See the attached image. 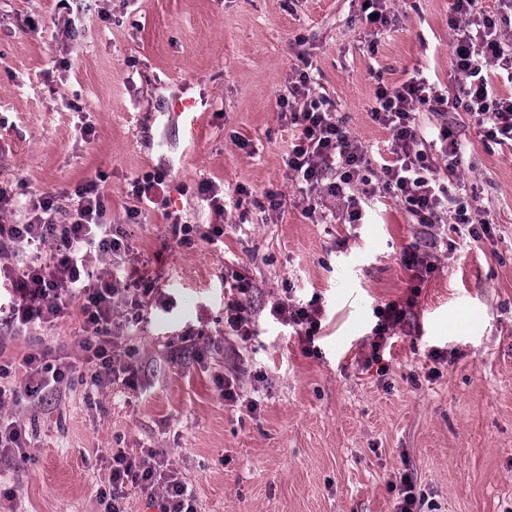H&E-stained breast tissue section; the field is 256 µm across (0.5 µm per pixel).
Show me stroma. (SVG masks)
I'll return each mask as SVG.
<instances>
[{
  "label": "stroma",
  "instance_id": "1",
  "mask_svg": "<svg viewBox=\"0 0 512 512\" xmlns=\"http://www.w3.org/2000/svg\"><path fill=\"white\" fill-rule=\"evenodd\" d=\"M362 0H0V188L22 198L99 178L107 221L124 225L134 258L157 275L168 309H144L118 333L139 387L90 394L73 380L38 409L19 407L28 463L0 470V512H102L111 449L165 452L197 512H395L391 484L412 472L432 512H512V149L463 124L460 178L490 213V236L459 248L447 223L416 224L396 199L367 224H321L303 212L284 164L292 130L279 94L309 60L321 92L368 150L388 156L390 132L370 116L377 83L414 69L455 87L449 0H396V20L371 32ZM41 28L32 31L30 20ZM196 98L190 141L172 113ZM164 171L184 222L211 223L202 180L252 193L221 242L172 240L161 214L129 224L132 180ZM284 194L281 215L262 209ZM434 244L410 327L362 365L376 305L405 296L404 247ZM257 287L256 334L224 329L226 277ZM318 293L326 322L314 348L269 315L287 286ZM78 318L5 339L74 348ZM221 342L197 361L182 338ZM445 358L433 361L431 349ZM436 378H429V371ZM239 379L224 403L215 374ZM261 407L249 413L245 402Z\"/></svg>",
  "mask_w": 512,
  "mask_h": 512
}]
</instances>
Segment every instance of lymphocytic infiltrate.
Instances as JSON below:
<instances>
[{
    "label": "lymphocytic infiltrate",
    "instance_id": "1",
    "mask_svg": "<svg viewBox=\"0 0 512 512\" xmlns=\"http://www.w3.org/2000/svg\"><path fill=\"white\" fill-rule=\"evenodd\" d=\"M508 26L512 27V0H498L492 13L478 9L476 0H451L448 28L458 91L451 96L442 93L419 69L398 85H377L371 118L390 131L392 157L376 169L362 143L337 117L333 100L316 91L308 69L298 71L277 105L295 131L285 166L302 195L305 214L339 208L349 223L360 224L366 203L388 194L422 226L445 219L458 238L475 241L490 234L487 212L468 195L464 182L452 180L465 144L461 130L445 116L465 112L469 124L487 140L512 147V95H501L497 89L501 81L512 85V49L503 38ZM424 109L441 118L431 139L418 125L417 114ZM199 192L216 218L205 227L183 223L171 206L164 173H146L130 184L133 204L125 212L126 221L135 224L154 212L167 221L177 244H191L196 236L217 240L224 234V197L209 181L200 184ZM2 210L24 215L22 221L0 223V275L12 286L10 323L51 327L66 317L80 318L78 357L34 346L20 361L0 362V459L17 463L29 458L26 427L16 416L3 415V407L39 406L48 395L70 385L81 367L96 389L118 380L136 387L137 371L123 358L112 334L114 307L123 302L138 314L144 298L160 297L161 292L147 276L132 286L113 278V267L124 263L132 247L122 228L105 222L106 196L98 181H83L64 199L50 193L23 203L0 190ZM231 278L236 295L224 307V322L246 341L253 334L254 285L239 272ZM415 304L410 297L374 308L376 323L365 366L382 361L396 331L408 326ZM270 314L310 344L322 328L324 308L319 296L301 302L288 295L272 304ZM17 373L23 378L19 385L12 381ZM109 470L108 485L100 495L103 512H126L124 503L132 487L149 492L157 512H197L192 491L176 476L162 450L147 448L132 455L113 449Z\"/></svg>",
    "mask_w": 512,
    "mask_h": 512
}]
</instances>
